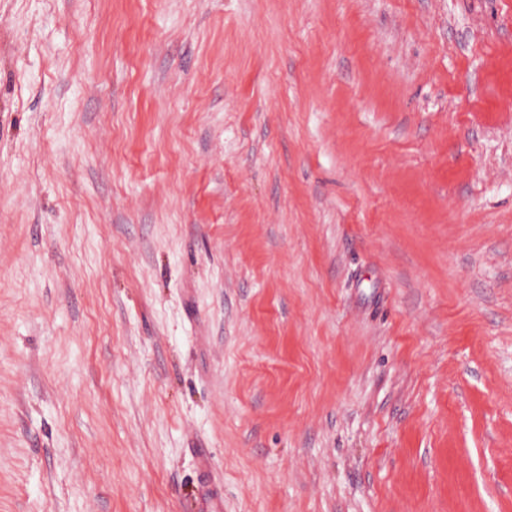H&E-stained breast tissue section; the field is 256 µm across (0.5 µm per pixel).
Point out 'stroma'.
I'll return each instance as SVG.
<instances>
[{
	"label": "stroma",
	"instance_id": "1",
	"mask_svg": "<svg viewBox=\"0 0 512 512\" xmlns=\"http://www.w3.org/2000/svg\"><path fill=\"white\" fill-rule=\"evenodd\" d=\"M512 512V0H0V512Z\"/></svg>",
	"mask_w": 512,
	"mask_h": 512
}]
</instances>
